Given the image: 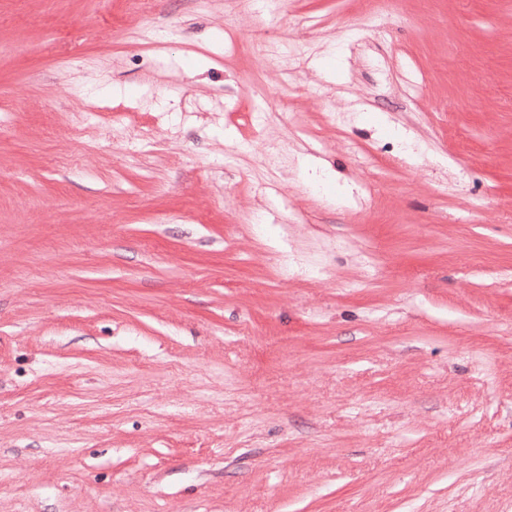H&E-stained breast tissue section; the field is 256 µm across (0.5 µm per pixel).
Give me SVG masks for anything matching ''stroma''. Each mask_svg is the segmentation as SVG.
Returning a JSON list of instances; mask_svg holds the SVG:
<instances>
[{"label": "stroma", "mask_w": 512, "mask_h": 512, "mask_svg": "<svg viewBox=\"0 0 512 512\" xmlns=\"http://www.w3.org/2000/svg\"><path fill=\"white\" fill-rule=\"evenodd\" d=\"M0 512H512V0H0Z\"/></svg>", "instance_id": "35a3bbf8"}]
</instances>
